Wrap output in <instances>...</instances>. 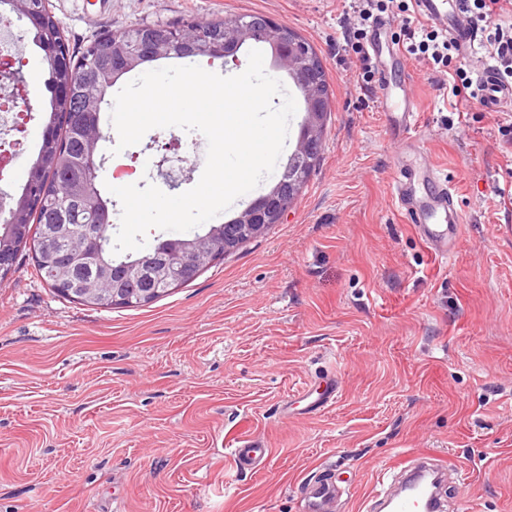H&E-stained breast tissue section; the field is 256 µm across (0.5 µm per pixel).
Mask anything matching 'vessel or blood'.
<instances>
[{
	"label": "vessel or blood",
	"mask_w": 512,
	"mask_h": 512,
	"mask_svg": "<svg viewBox=\"0 0 512 512\" xmlns=\"http://www.w3.org/2000/svg\"><path fill=\"white\" fill-rule=\"evenodd\" d=\"M419 13L430 23L447 33L462 50H472L478 40L477 32L461 23V0H416ZM387 22L377 23L372 31L368 47L373 55L383 58L378 72V87L382 92L385 112L396 115L402 134L415 132L417 114L415 105L404 92V84L398 77L401 58L398 51L387 39ZM486 88L485 105L496 108L501 105L512 107V84L497 82L489 70L480 73ZM426 181L432 195L421 201L415 196L418 181ZM392 195L397 212L405 223L414 225L421 238L436 252L448 254L453 249L459 233L460 211L458 193L451 181L443 178L434 167L418 168L410 164L400 165L392 183ZM233 454L238 461L253 464L262 463L269 455L268 449L253 447L247 437H239ZM394 475L402 476L398 493L387 497L388 512H423L431 508L440 512V501L424 502L421 489L415 480L420 471L410 465L394 468Z\"/></svg>",
	"instance_id": "vessel-or-blood-1"
}]
</instances>
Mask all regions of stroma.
Returning a JSON list of instances; mask_svg holds the SVG:
<instances>
[{
    "mask_svg": "<svg viewBox=\"0 0 512 512\" xmlns=\"http://www.w3.org/2000/svg\"><path fill=\"white\" fill-rule=\"evenodd\" d=\"M74 54L131 24L258 12L314 46L330 85L320 162L281 223L142 307L59 296L21 249L0 279V512H369L390 469L432 453L456 474L448 512H512L510 112L459 103L405 59L413 138L361 89L342 43L346 0H51ZM10 32L36 113L0 188L20 193L50 115L49 77L25 23ZM103 105L100 183L165 188L157 143L178 138L193 188L207 140L149 130L117 150ZM403 163L459 191L461 231L436 256L395 210ZM339 382L331 406L308 391ZM269 451L236 463L238 437Z\"/></svg>",
    "mask_w": 512,
    "mask_h": 512,
    "instance_id": "stroma-1",
    "label": "stroma"
}]
</instances>
